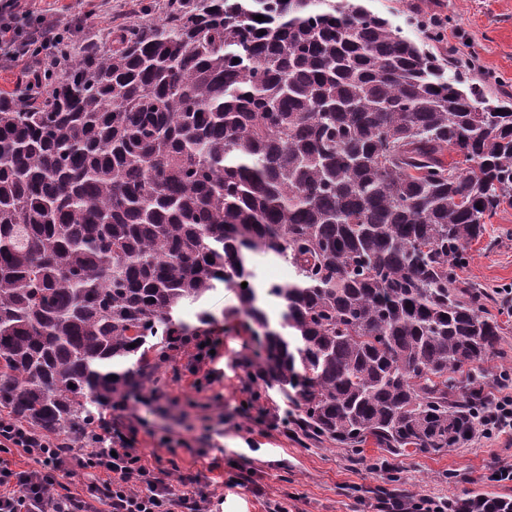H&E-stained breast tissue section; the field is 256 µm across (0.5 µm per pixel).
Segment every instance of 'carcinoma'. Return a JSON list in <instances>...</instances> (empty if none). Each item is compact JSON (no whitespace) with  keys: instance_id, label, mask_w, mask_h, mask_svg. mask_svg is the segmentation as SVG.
<instances>
[{"instance_id":"carcinoma-1","label":"carcinoma","mask_w":512,"mask_h":512,"mask_svg":"<svg viewBox=\"0 0 512 512\" xmlns=\"http://www.w3.org/2000/svg\"><path fill=\"white\" fill-rule=\"evenodd\" d=\"M419 28L362 0H166L0 95V414L91 445L222 280L307 435L469 440L512 383L482 367L500 325L456 273L512 201V106ZM257 255L295 269L275 325Z\"/></svg>"}]
</instances>
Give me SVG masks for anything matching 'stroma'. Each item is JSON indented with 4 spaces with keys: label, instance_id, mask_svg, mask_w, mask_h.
Returning a JSON list of instances; mask_svg holds the SVG:
<instances>
[{
    "label": "stroma",
    "instance_id": "1",
    "mask_svg": "<svg viewBox=\"0 0 512 512\" xmlns=\"http://www.w3.org/2000/svg\"><path fill=\"white\" fill-rule=\"evenodd\" d=\"M367 6L405 35L416 37L408 19L423 13L448 16L444 39L433 50L469 45L480 69L469 77L488 85L493 97L512 95V0H367ZM48 22L68 24L85 18L81 42L106 41L115 25L136 20L141 0H33ZM469 261L459 270L462 283L486 290L512 286V204H501L484 236L468 245ZM185 336L206 334L219 346L209 368L216 380L196 389L187 360L173 355L158 371L156 385L166 396L158 408L139 409L149 425L166 426L177 444L161 450L170 460L168 480L195 475L210 496L212 512H264L276 500L287 512H378L391 498L419 499L501 496L512 498V482H495L491 473L512 463V432L474 436L439 454L420 451L394 456L367 444L355 453L303 435L263 433L260 407L277 406L300 417L301 410L278 388L250 378L248 360L258 327L244 313L237 289L215 282L195 304L180 308ZM252 468L251 482L227 488L223 475L231 463Z\"/></svg>",
    "mask_w": 512,
    "mask_h": 512
}]
</instances>
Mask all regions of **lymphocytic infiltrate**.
Masks as SVG:
<instances>
[{
  "label": "lymphocytic infiltrate",
  "instance_id": "obj_1",
  "mask_svg": "<svg viewBox=\"0 0 512 512\" xmlns=\"http://www.w3.org/2000/svg\"><path fill=\"white\" fill-rule=\"evenodd\" d=\"M77 47L27 0H0L1 62L23 58L52 67ZM138 432L135 424L99 418L90 434L101 449L89 456L0 416V512H208L206 496L188 490L192 477H183V490L173 488L162 456L140 449ZM14 452L26 455L31 467L12 468ZM81 471L92 480L79 493L70 479Z\"/></svg>",
  "mask_w": 512,
  "mask_h": 512
}]
</instances>
